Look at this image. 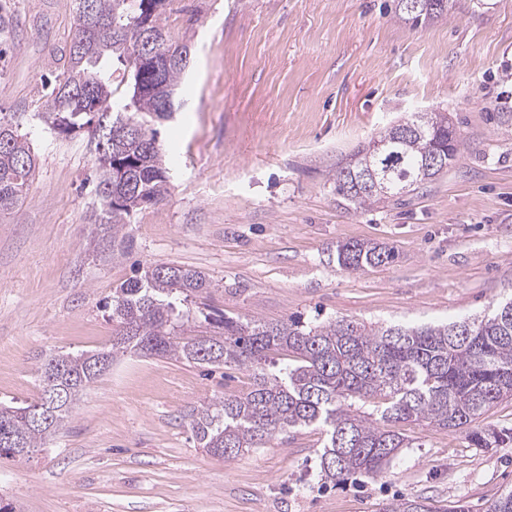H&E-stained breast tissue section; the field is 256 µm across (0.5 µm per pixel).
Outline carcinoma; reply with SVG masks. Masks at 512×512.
<instances>
[{
  "label": "carcinoma",
  "instance_id": "cac0c4a2",
  "mask_svg": "<svg viewBox=\"0 0 512 512\" xmlns=\"http://www.w3.org/2000/svg\"><path fill=\"white\" fill-rule=\"evenodd\" d=\"M458 0L441 8L422 5L409 12L395 5V17L415 28L443 18ZM76 26L69 53L37 117L47 129L69 136L105 128V149L98 154L94 223L106 224L112 239H125L131 217L169 192L154 122L167 120L182 103L175 90L189 62L167 63L156 90L153 60L135 56L148 32L157 34L155 57L190 43L169 39L160 16L171 0H74ZM117 60L126 78L115 80L108 63ZM462 141L442 112H411L391 123L338 163L333 174L340 204L355 209L398 201L394 186L427 180L419 177L425 158L456 162ZM37 157L19 123L0 116V211L16 207L35 176ZM372 170L386 178V189H355L352 172ZM395 249L370 241L336 245V264L347 272L389 264ZM209 288L205 274L168 264L146 267L140 276L113 289L110 308L117 324L112 344L95 350L52 352L42 366L61 365L83 380L57 378L66 400L44 427L31 423L26 406L0 405V421L25 448H39L71 418L82 394L97 379L86 365L98 353L109 360L133 353L214 367L252 371L251 389L242 395L216 396L190 410L188 426L208 453L235 458L270 445L280 434L316 428L323 435L317 452L322 479L335 486L351 477L374 478L404 448L411 447L401 423L426 422L465 433L469 447L489 449L512 444V428L482 425L480 419L512 399V298L493 301L482 313L441 325L417 328L381 326L353 319L306 322L290 317L276 322L220 319L218 330L182 337L177 328L190 312L188 297ZM293 354L281 364L274 355ZM380 512H469L454 502L438 505L426 498L393 500Z\"/></svg>",
  "mask_w": 512,
  "mask_h": 512
}]
</instances>
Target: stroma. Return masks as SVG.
I'll return each instance as SVG.
<instances>
[{"mask_svg": "<svg viewBox=\"0 0 512 512\" xmlns=\"http://www.w3.org/2000/svg\"><path fill=\"white\" fill-rule=\"evenodd\" d=\"M393 0H173L171 41L194 32L183 107L158 125L168 197L133 215L124 256L91 223L95 151L38 119L74 32L73 0H0L14 29L0 56V113H18L38 170L0 212V403L38 393L39 358L108 345L105 303L142 268L203 271L201 314L274 322L342 317L446 323L512 289V0L418 28ZM447 113L458 160L401 202L338 204L337 162L406 112ZM375 240L396 263L360 273L337 244ZM251 371L125 355L29 461L0 457L6 512H378L395 499L462 501L486 512L512 488V445L469 447L463 432L405 425L412 445L383 475L332 486L316 465L322 436L282 435L225 460L194 440L188 410L246 392Z\"/></svg>", "mask_w": 512, "mask_h": 512, "instance_id": "35a3bbf8", "label": "stroma"}]
</instances>
